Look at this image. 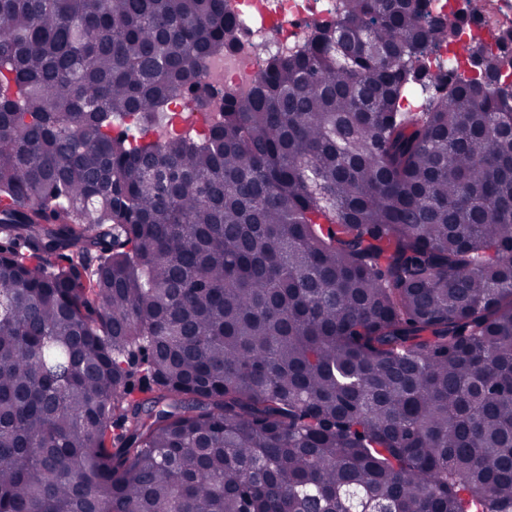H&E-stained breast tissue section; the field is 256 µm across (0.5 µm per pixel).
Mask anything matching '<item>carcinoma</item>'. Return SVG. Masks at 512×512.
I'll list each match as a JSON object with an SVG mask.
<instances>
[{"instance_id": "cac0c4a2", "label": "carcinoma", "mask_w": 512, "mask_h": 512, "mask_svg": "<svg viewBox=\"0 0 512 512\" xmlns=\"http://www.w3.org/2000/svg\"><path fill=\"white\" fill-rule=\"evenodd\" d=\"M224 2L0 0V512H512V29ZM242 19L245 27L224 53L208 58L204 71L222 80L230 93L253 91L264 56L285 55L304 41L309 17L320 16L324 24L336 19V0H226L224 7ZM169 112L172 113V129L174 132L181 133L192 126L198 131L203 130L199 115L197 113L186 112L177 99L170 102Z\"/></svg>"}]
</instances>
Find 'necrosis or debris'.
Here are the masks:
<instances>
[{"mask_svg": "<svg viewBox=\"0 0 512 512\" xmlns=\"http://www.w3.org/2000/svg\"><path fill=\"white\" fill-rule=\"evenodd\" d=\"M226 8L245 27L231 49L208 58L205 72L222 80L230 93L253 91L264 55H284L308 36L309 17L336 19V0H226Z\"/></svg>", "mask_w": 512, "mask_h": 512, "instance_id": "obj_1", "label": "necrosis or debris"}]
</instances>
